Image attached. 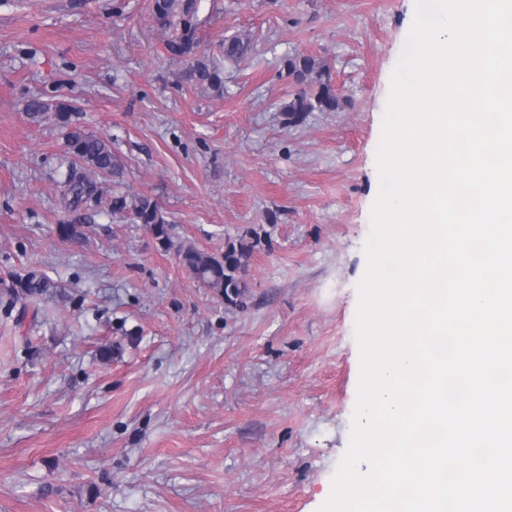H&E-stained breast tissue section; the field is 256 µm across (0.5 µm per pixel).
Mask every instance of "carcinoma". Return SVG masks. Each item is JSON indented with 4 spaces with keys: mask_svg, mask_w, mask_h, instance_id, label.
I'll return each mask as SVG.
<instances>
[{
    "mask_svg": "<svg viewBox=\"0 0 512 512\" xmlns=\"http://www.w3.org/2000/svg\"><path fill=\"white\" fill-rule=\"evenodd\" d=\"M156 14L166 18L170 15L180 18L184 35L181 39L168 44L169 52L177 57L196 54L198 41L195 32L198 26L197 16L191 4L178 5L177 0H154ZM248 52V43L238 37L224 39V57L236 59ZM288 75L302 85L294 98L283 108L284 123L295 126L303 123L310 112H333L342 100L332 82L329 69L315 59L298 55L286 61ZM187 79L205 84L214 90L223 88V79L219 67L205 60L197 59L187 71ZM26 111L33 118H40L52 111L62 122H68L71 106L64 102L49 103L39 98L31 99ZM65 146L71 157L67 175L63 181L62 198L69 206L95 202L100 195L98 182L92 174L119 177L123 171L120 158L112 151L110 142L90 134L80 128L69 129L65 135ZM131 213L138 224H159L167 227L168 221L160 212L156 203L147 197L128 199L116 195L112 199V213ZM254 245L240 241L229 243L224 255L213 256L193 246L182 245L179 256L185 266L200 284L224 296L228 305L244 308L247 306L248 286L245 279L249 259ZM56 288L47 276L30 271L17 276L9 289L0 293V310L11 315L17 303L29 298L49 295Z\"/></svg>",
    "mask_w": 512,
    "mask_h": 512,
    "instance_id": "cac0c4a2",
    "label": "carcinoma"
}]
</instances>
